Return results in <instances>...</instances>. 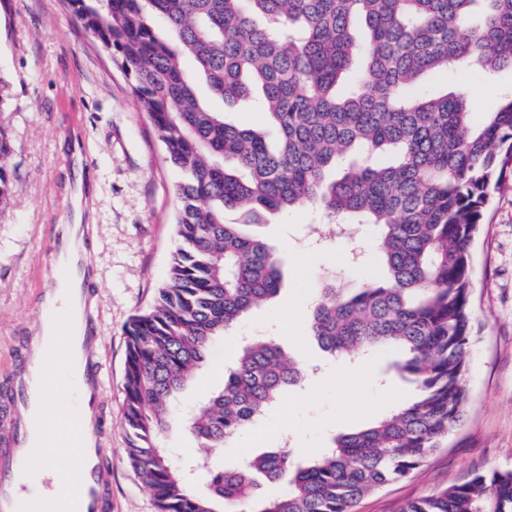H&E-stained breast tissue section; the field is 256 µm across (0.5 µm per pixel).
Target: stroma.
<instances>
[{
    "label": "stroma",
    "mask_w": 512,
    "mask_h": 512,
    "mask_svg": "<svg viewBox=\"0 0 512 512\" xmlns=\"http://www.w3.org/2000/svg\"><path fill=\"white\" fill-rule=\"evenodd\" d=\"M423 94L462 92L473 122L497 111L512 94V70L488 76L452 69L424 76ZM0 122L14 139L16 199L0 213V424L16 418L2 393L31 347L28 329L43 294L54 284L49 243L59 225L89 227L87 255L95 300L103 410L94 424L103 461L112 471V512H157L148 487L127 456L122 418L126 358L123 328L148 308L165 281L175 244L180 179L164 145L132 94L121 68L77 27L63 0H0ZM316 217L301 207L265 229L282 247V286L223 337L193 383L179 397L187 409L224 383L244 338L272 336L302 365L314 367L303 388L280 400L236 439L214 450L224 467L268 449H287L298 460L328 447L333 436L369 426L413 395L391 369L398 354L378 351L360 362L333 358L310 337L318 288L348 292L381 279L375 226L353 236L328 234L316 242L307 227ZM469 359L470 402L462 426L409 478L363 498L357 512H397L408 499L429 496L473 473L512 470V173H506L472 243ZM373 385H366V376Z\"/></svg>",
    "instance_id": "stroma-1"
}]
</instances>
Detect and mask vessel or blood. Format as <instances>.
<instances>
[{"label": "vessel or blood", "mask_w": 512, "mask_h": 512, "mask_svg": "<svg viewBox=\"0 0 512 512\" xmlns=\"http://www.w3.org/2000/svg\"><path fill=\"white\" fill-rule=\"evenodd\" d=\"M76 242L74 225H63L55 233V272L69 284V296L39 354L28 357L22 369L16 397L19 422L12 435L0 441V512H37L51 486L36 479L35 463L51 448L77 462L78 485L62 512L110 508L106 497L110 475L102 465L100 442L84 439L78 423L51 417L45 402L46 395L61 389L87 412L98 413L102 404L101 365L92 353L99 337L91 319L77 322L70 315L83 303L79 281L87 263Z\"/></svg>", "instance_id": "b4317fda"}]
</instances>
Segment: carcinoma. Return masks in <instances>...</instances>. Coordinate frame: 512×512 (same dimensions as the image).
Returning a JSON list of instances; mask_svg holds the SVG:
<instances>
[{
	"mask_svg": "<svg viewBox=\"0 0 512 512\" xmlns=\"http://www.w3.org/2000/svg\"><path fill=\"white\" fill-rule=\"evenodd\" d=\"M65 3L120 65L181 173L167 281L125 327L127 455L158 512H354L365 495L408 478L464 419L471 245L490 191L512 169V95L473 127L464 96L414 88L453 67L512 70V0ZM360 58L352 87L338 92ZM198 79L226 104H259L276 141L228 123L197 95ZM386 148L396 159L381 165ZM13 152L0 123L1 211L15 197ZM306 205L329 224L377 226L386 268L355 295L318 289L311 335L334 357L400 351L393 367L415 396L306 463L279 449L211 467L201 495L160 447L171 402L213 341L279 294L281 261L262 228ZM306 376L273 337H253L186 428L200 447L222 448ZM257 474L284 484L282 495L258 499ZM398 512H512V471L476 473Z\"/></svg>",
	"mask_w": 512,
	"mask_h": 512,
	"instance_id": "cac0c4a2",
	"label": "carcinoma"
}]
</instances>
